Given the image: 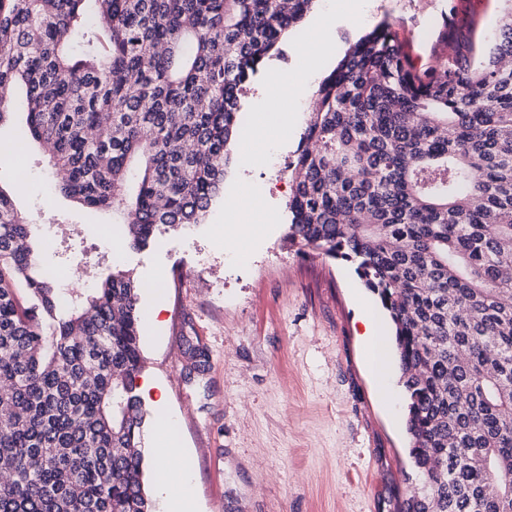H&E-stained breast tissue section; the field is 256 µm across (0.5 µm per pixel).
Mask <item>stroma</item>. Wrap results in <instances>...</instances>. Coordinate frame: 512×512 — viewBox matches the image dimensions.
<instances>
[{
	"mask_svg": "<svg viewBox=\"0 0 512 512\" xmlns=\"http://www.w3.org/2000/svg\"><path fill=\"white\" fill-rule=\"evenodd\" d=\"M499 11L498 0H314L241 98L222 201L205 223L141 251L113 235L111 215L53 192L48 158L30 144L14 202L36 227L43 266L69 285L76 251L98 271L131 270L141 285L144 375L161 385L174 418L149 425L146 446L179 442L198 512H398L417 484L396 353L388 351V378L379 382L361 340L363 314L389 319L378 295L352 263L285 240L288 165L310 100L275 102L269 87L282 73L324 77L384 18L424 72L468 42H497ZM318 38L328 49L316 61L305 49ZM279 111L296 118L286 144L245 165L258 134L278 138ZM228 199L237 202L229 215ZM238 224L250 233L238 235ZM156 288L164 309L153 322Z\"/></svg>",
	"mask_w": 512,
	"mask_h": 512,
	"instance_id": "stroma-1",
	"label": "stroma"
}]
</instances>
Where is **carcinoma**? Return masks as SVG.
<instances>
[{
    "instance_id": "1",
    "label": "carcinoma",
    "mask_w": 512,
    "mask_h": 512,
    "mask_svg": "<svg viewBox=\"0 0 512 512\" xmlns=\"http://www.w3.org/2000/svg\"><path fill=\"white\" fill-rule=\"evenodd\" d=\"M476 62L422 80L382 20L326 75L287 240L356 265L394 327L410 457L400 512H512V0ZM313 0H0V88L25 89L56 190L127 246L204 220L241 96ZM140 283L63 288L0 189V512H153Z\"/></svg>"
}]
</instances>
